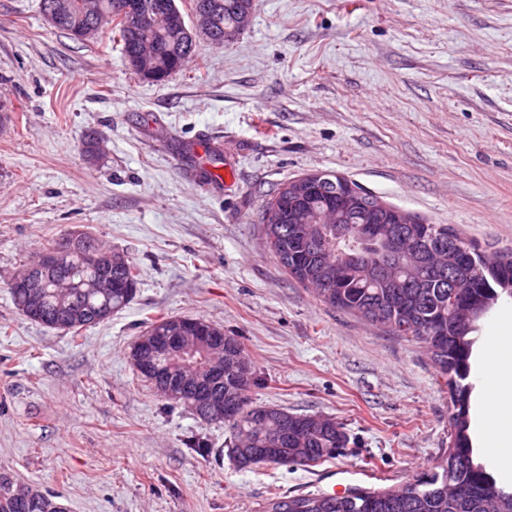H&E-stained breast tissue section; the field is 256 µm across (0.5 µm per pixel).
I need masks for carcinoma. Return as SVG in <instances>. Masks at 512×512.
<instances>
[{"label": "carcinoma", "mask_w": 512, "mask_h": 512, "mask_svg": "<svg viewBox=\"0 0 512 512\" xmlns=\"http://www.w3.org/2000/svg\"><path fill=\"white\" fill-rule=\"evenodd\" d=\"M122 0H42L43 12L58 15L56 28L79 39L86 30V39L94 40L107 27L122 44L124 55L138 50L148 54L144 66L159 74L163 82L180 72L195 52L191 25L176 0H138L140 8L118 23L104 19L115 11ZM252 0H192L193 12L209 10L212 16L210 40L222 47L224 30L233 27L243 5ZM323 182L308 198L315 212L332 211L336 225H349L357 232L371 224L378 213L366 208L379 198L366 192L356 182L358 204L346 209L336 201L342 175L322 172ZM395 225L389 242L376 247L371 244L352 249L336 234L328 233L325 244L315 241L314 224H296L288 200L281 190L271 195L259 213L266 243L285 273L308 287L311 280L319 284L314 290L320 301L351 315L385 328L389 333L411 339L426 349L436 370L437 379L448 382L451 377L469 375L473 340L469 335L476 323L502 294L512 297V249L497 250V274L490 276L473 264L477 246L465 242L448 224H427L414 215ZM72 234L47 244L62 250L55 283L42 289V311L37 323L52 328L57 310L69 304L80 311V317L64 328L79 334L124 309L135 297L138 275L136 264L116 251V262L110 267H97L88 261L93 251H108L93 238L89 246L73 249ZM452 267L466 288H453L448 283L446 267ZM110 277L120 284L133 279L131 288H114L107 297L92 284L100 277ZM472 314L468 324H457L453 315L460 306ZM246 360L244 347L232 336L221 348L195 350L183 359L168 353L161 359L164 370L190 380L204 373L213 361L224 362V399L240 403L232 420L208 414L188 398L180 403L206 421L224 423L233 437L251 431L257 437L256 453L266 463L317 465L334 457L336 450L348 442L345 431L306 424L305 414L290 413L271 405L248 404L247 392L255 381L240 383L235 363ZM460 407L450 416L448 452L434 469L397 489L368 491L356 489L346 495L307 494L298 497L275 496L268 499L262 512H484L489 497L499 501V512H512V492L497 485L485 467L474 462L469 434L470 387L458 386ZM463 478L472 488L465 496H448V479ZM55 497L34 486H23L0 471V512H56Z\"/></svg>", "instance_id": "1"}]
</instances>
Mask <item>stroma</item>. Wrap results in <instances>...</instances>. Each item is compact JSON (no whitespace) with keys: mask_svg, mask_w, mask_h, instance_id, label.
<instances>
[{"mask_svg":"<svg viewBox=\"0 0 512 512\" xmlns=\"http://www.w3.org/2000/svg\"><path fill=\"white\" fill-rule=\"evenodd\" d=\"M317 171L512 248V0H254L234 42L198 37L162 83L111 34L77 41L41 0H0V471L69 512H260L433 468L452 405L426 351L322 303L265 246L266 199ZM70 231L139 270L127 307L76 336L9 294ZM162 316L239 337L250 403L334 417L348 448L317 467L239 468L223 425L131 365Z\"/></svg>","mask_w":512,"mask_h":512,"instance_id":"35a3bbf8","label":"stroma"}]
</instances>
